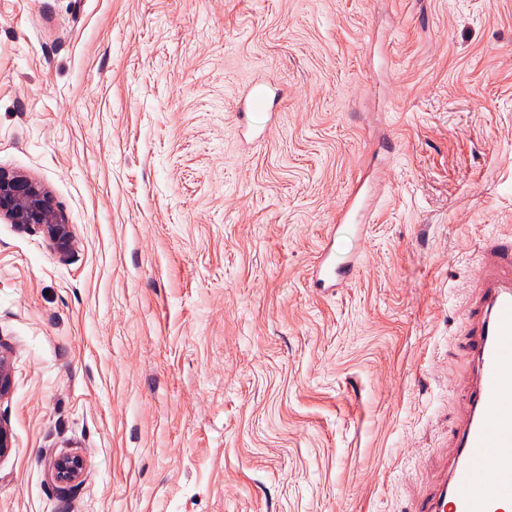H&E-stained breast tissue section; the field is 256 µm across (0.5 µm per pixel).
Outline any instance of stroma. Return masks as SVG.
Listing matches in <instances>:
<instances>
[{"instance_id": "35a3bbf8", "label": "stroma", "mask_w": 512, "mask_h": 512, "mask_svg": "<svg viewBox=\"0 0 512 512\" xmlns=\"http://www.w3.org/2000/svg\"><path fill=\"white\" fill-rule=\"evenodd\" d=\"M0 170L72 235L0 219V512H413L512 237V0H0ZM365 181L360 179L348 194L345 204L338 213V222L344 223L352 216L358 217L368 210L369 198L364 189ZM334 246L337 249L340 247V243L332 235L328 238L318 261L313 266L312 276L316 279V283L319 286L324 287L325 284H328V287L338 286L352 278L357 269L356 261L346 265H334L330 258ZM54 477L59 483L70 484L83 477V463L78 454H66L52 461Z\"/></svg>"}]
</instances>
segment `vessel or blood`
Returning a JSON list of instances; mask_svg holds the SVG:
<instances>
[{
    "label": "vessel or blood",
    "mask_w": 512,
    "mask_h": 512,
    "mask_svg": "<svg viewBox=\"0 0 512 512\" xmlns=\"http://www.w3.org/2000/svg\"><path fill=\"white\" fill-rule=\"evenodd\" d=\"M369 198L363 184L348 194L339 221L363 215ZM328 238L312 269L318 285L349 280L356 263L336 265ZM480 292L468 314L473 327L465 350L472 368L468 409L455 440V458L437 492L418 512H506L512 507V238H494L480 270Z\"/></svg>",
    "instance_id": "obj_1"
}]
</instances>
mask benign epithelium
<instances>
[{"mask_svg":"<svg viewBox=\"0 0 512 512\" xmlns=\"http://www.w3.org/2000/svg\"><path fill=\"white\" fill-rule=\"evenodd\" d=\"M0 218L22 228H36L60 249L71 246L70 231L51 195L37 181L21 174L0 171ZM12 370L8 355L0 350V398L9 394ZM56 480L70 484L83 477L82 459L66 454L52 461Z\"/></svg>","mask_w":512,"mask_h":512,"instance_id":"1","label":"benign epithelium"}]
</instances>
